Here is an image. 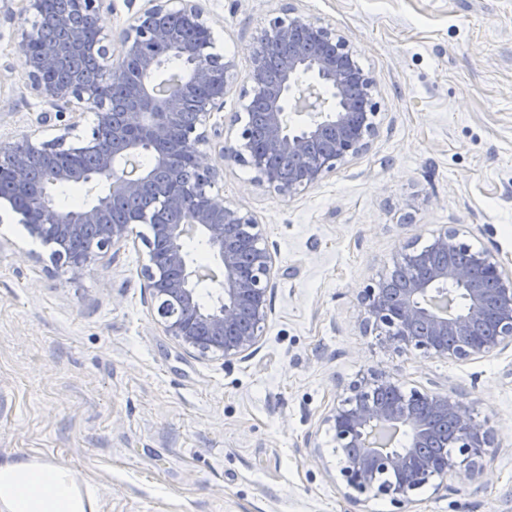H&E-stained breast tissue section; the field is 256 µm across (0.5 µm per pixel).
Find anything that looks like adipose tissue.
I'll return each mask as SVG.
<instances>
[{"instance_id": "adipose-tissue-1", "label": "adipose tissue", "mask_w": 512, "mask_h": 512, "mask_svg": "<svg viewBox=\"0 0 512 512\" xmlns=\"http://www.w3.org/2000/svg\"><path fill=\"white\" fill-rule=\"evenodd\" d=\"M0 512H97L77 476L50 461L0 458Z\"/></svg>"}]
</instances>
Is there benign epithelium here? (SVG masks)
<instances>
[{
    "label": "benign epithelium",
    "mask_w": 512,
    "mask_h": 512,
    "mask_svg": "<svg viewBox=\"0 0 512 512\" xmlns=\"http://www.w3.org/2000/svg\"><path fill=\"white\" fill-rule=\"evenodd\" d=\"M104 0H19L18 52L31 88L50 106L41 131L0 144V178L32 237L55 263L81 272L110 252L142 240L144 288L164 333L202 356H249L272 314L276 261L256 217L220 199V170L201 162L220 144L226 159L249 167L253 183L280 197L307 190L368 148L379 115L375 82L355 60L350 40L300 16L277 17L252 55L242 119H226L224 95L236 65L210 52L211 26L198 0H148L130 18L118 51L101 26ZM178 62L180 92L163 100L156 74ZM310 122L293 127L288 111ZM95 115L79 134L80 118ZM70 120H64L65 114ZM149 163L143 164V156ZM104 191L78 210L58 207L54 191L71 184ZM165 242L155 252L136 226ZM200 235L213 263L197 265L185 240ZM219 283L201 305L200 284ZM364 332L399 351L464 362L512 347V276L496 257L475 249L455 228L407 244L393 269L359 292ZM324 425L332 433L336 479L359 502L383 498L402 509L413 492L447 478L487 475L500 448L463 395L409 391L369 368L344 389Z\"/></svg>",
    "instance_id": "benign-epithelium-1"
}]
</instances>
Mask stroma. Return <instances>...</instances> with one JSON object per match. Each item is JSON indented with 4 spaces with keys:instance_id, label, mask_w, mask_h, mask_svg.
Instances as JSON below:
<instances>
[{
    "instance_id": "stroma-1",
    "label": "stroma",
    "mask_w": 512,
    "mask_h": 512,
    "mask_svg": "<svg viewBox=\"0 0 512 512\" xmlns=\"http://www.w3.org/2000/svg\"><path fill=\"white\" fill-rule=\"evenodd\" d=\"M214 53L234 60L225 113L242 111L251 55L287 9L348 37L375 81L368 148L291 198L223 164L215 194L261 225L276 260L272 316L243 359L165 335L143 244L74 273L0 199V457L74 471L98 512H397L336 480L322 419L364 368L405 389L465 395L498 434L488 475L426 485L404 512H512V347L468 362L399 352L364 334L358 291L442 226L512 274V0H200ZM0 7V141L45 105Z\"/></svg>"
}]
</instances>
